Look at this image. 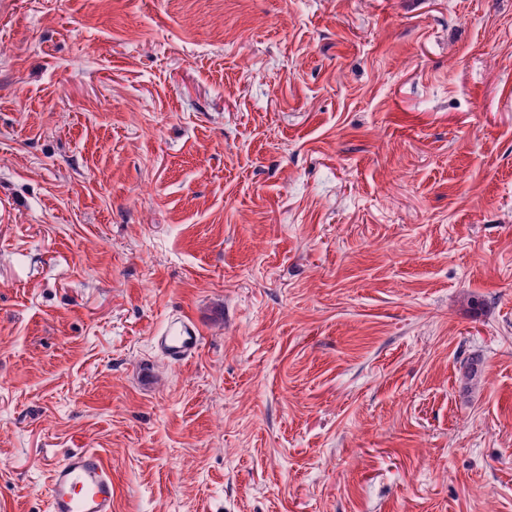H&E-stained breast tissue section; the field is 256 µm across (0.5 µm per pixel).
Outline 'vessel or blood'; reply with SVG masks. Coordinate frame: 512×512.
I'll use <instances>...</instances> for the list:
<instances>
[{
  "instance_id": "1",
  "label": "vessel or blood",
  "mask_w": 512,
  "mask_h": 512,
  "mask_svg": "<svg viewBox=\"0 0 512 512\" xmlns=\"http://www.w3.org/2000/svg\"><path fill=\"white\" fill-rule=\"evenodd\" d=\"M200 341L195 327L176 318L157 345L170 361L180 362L196 354ZM47 496L49 512H113L112 472L97 451L72 452L53 467Z\"/></svg>"
}]
</instances>
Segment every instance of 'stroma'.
Returning a JSON list of instances; mask_svg holds the SVG:
<instances>
[{
	"instance_id": "stroma-1",
	"label": "stroma",
	"mask_w": 512,
	"mask_h": 512,
	"mask_svg": "<svg viewBox=\"0 0 512 512\" xmlns=\"http://www.w3.org/2000/svg\"><path fill=\"white\" fill-rule=\"evenodd\" d=\"M84 448L114 512H512V0H0V512ZM201 336L188 322L179 318L168 322L161 336H157V345L161 352L173 362H180L196 354Z\"/></svg>"
}]
</instances>
